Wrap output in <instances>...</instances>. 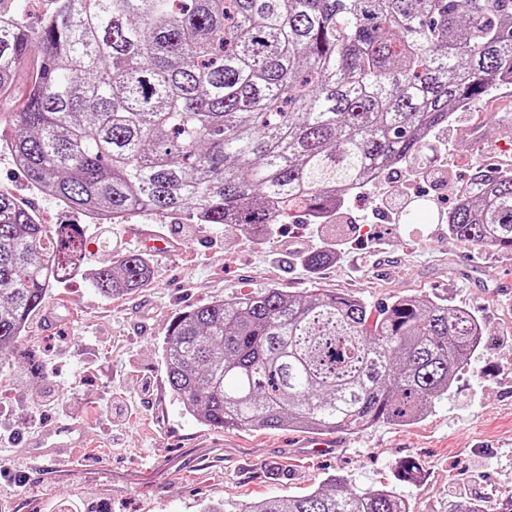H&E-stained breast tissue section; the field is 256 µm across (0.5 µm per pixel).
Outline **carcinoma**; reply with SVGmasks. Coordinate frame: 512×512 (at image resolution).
<instances>
[{
  "label": "carcinoma",
  "mask_w": 512,
  "mask_h": 512,
  "mask_svg": "<svg viewBox=\"0 0 512 512\" xmlns=\"http://www.w3.org/2000/svg\"><path fill=\"white\" fill-rule=\"evenodd\" d=\"M36 27L0 13V91L38 58L9 149L68 207L121 224H309L393 162L427 164L453 107L512 83V0H55ZM455 238L512 251V174L475 175L445 213ZM72 224L0 191V360L51 289L84 266ZM143 252L89 273L102 296L150 282ZM490 341L429 297L372 306L266 288L180 313L163 355L186 409L217 429L359 432L414 424ZM206 512H410L383 486ZM448 512H484L453 497Z\"/></svg>",
  "instance_id": "cac0c4a2"
}]
</instances>
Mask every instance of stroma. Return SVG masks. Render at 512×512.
Masks as SVG:
<instances>
[{"instance_id":"obj_1","label":"stroma","mask_w":512,"mask_h":512,"mask_svg":"<svg viewBox=\"0 0 512 512\" xmlns=\"http://www.w3.org/2000/svg\"><path fill=\"white\" fill-rule=\"evenodd\" d=\"M490 101L499 106L497 147L483 152L457 134L484 111L481 103L436 130L430 166L447 180L410 193L414 167L404 163L325 222L278 224L260 238L151 213L98 223L42 195L0 148V191L40 223L84 227L89 267L141 250L144 228L182 244L152 256V279L137 293L107 299L81 277L54 288L46 304L53 326L33 316L22 344L36 352L41 375L6 386L0 401V512H203L227 500L303 493L334 475L355 492L393 487L410 512H445L452 496L481 499L492 512L499 495L512 493V290L501 286L512 277V251L457 240L440 219L458 184L497 174L503 148L512 149V87L500 86ZM324 249L332 260L308 268L306 255ZM266 288H323L372 305L426 295L472 312L494 341L424 419L345 431L337 448L301 447L302 432L287 428H211L171 393L164 336L184 311ZM65 421L84 425L70 464L30 460L35 438ZM408 459L421 480L398 481Z\"/></svg>"}]
</instances>
